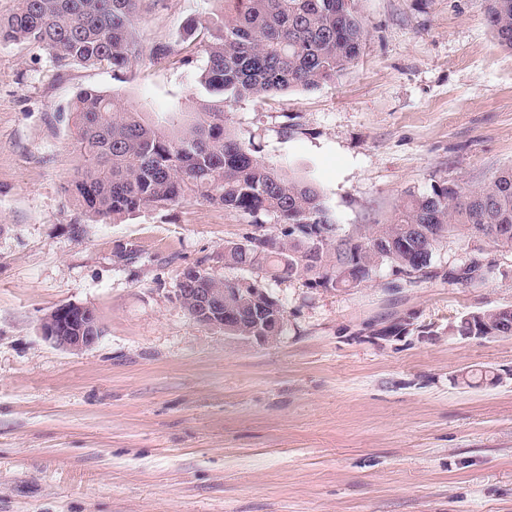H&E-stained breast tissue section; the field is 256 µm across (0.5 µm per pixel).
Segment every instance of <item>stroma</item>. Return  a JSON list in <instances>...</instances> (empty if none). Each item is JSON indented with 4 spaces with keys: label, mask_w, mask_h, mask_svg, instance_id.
Listing matches in <instances>:
<instances>
[{
    "label": "stroma",
    "mask_w": 512,
    "mask_h": 512,
    "mask_svg": "<svg viewBox=\"0 0 512 512\" xmlns=\"http://www.w3.org/2000/svg\"><path fill=\"white\" fill-rule=\"evenodd\" d=\"M220 7L139 0L146 53L119 73L0 43V512H512V337L448 334L462 313L512 306V248H488L496 274L455 288L443 275L463 240L396 291L386 269L335 293L266 280L287 325L260 345L176 299L184 268L237 278L224 244L250 225L192 200L96 223L66 194L77 92L155 118L195 111L205 57L180 33ZM485 7L359 0L362 49L340 77L233 103L230 127L313 179L347 231L392 223L441 180L478 187L512 164V52ZM158 43L174 54L148 55ZM68 303L103 328L79 354L41 330ZM402 319L430 335L376 337ZM470 370L501 379L454 383Z\"/></svg>",
    "instance_id": "stroma-1"
}]
</instances>
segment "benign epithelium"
Segmentation results:
<instances>
[{
    "instance_id": "obj_1",
    "label": "benign epithelium",
    "mask_w": 512,
    "mask_h": 512,
    "mask_svg": "<svg viewBox=\"0 0 512 512\" xmlns=\"http://www.w3.org/2000/svg\"><path fill=\"white\" fill-rule=\"evenodd\" d=\"M228 293L235 296L236 304L226 312ZM177 296L193 320L243 340L273 343L285 324L283 309L261 288H179ZM99 328L94 310L73 304L56 307L41 322L45 338L71 353L94 346L100 339Z\"/></svg>"
}]
</instances>
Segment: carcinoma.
I'll return each instance as SVG.
<instances>
[{"label": "carcinoma", "mask_w": 512, "mask_h": 512, "mask_svg": "<svg viewBox=\"0 0 512 512\" xmlns=\"http://www.w3.org/2000/svg\"><path fill=\"white\" fill-rule=\"evenodd\" d=\"M137 0H19L0 18V43H28L59 67L71 62L128 68L143 54L135 36ZM485 22L512 52V0H486ZM207 32L206 63L198 76L204 97L187 123L172 116L148 121L114 96L80 91L72 104L74 147L80 164L66 191L83 215L114 223L149 207L189 199L224 207L253 226L234 248L229 268L277 280L305 279L310 288H357L386 267L431 268L442 243L465 238L490 246L512 243V165L466 189L446 180L411 194L392 224L344 231L323 191L285 175L256 155L228 128L224 107L293 88L333 82L359 56L364 29L358 0H224V11L182 26L189 39ZM279 225L274 231L269 223ZM265 288L252 279L210 276L203 288ZM448 322V335L489 332L512 337V308L474 310Z\"/></svg>", "instance_id": "obj_1"}]
</instances>
